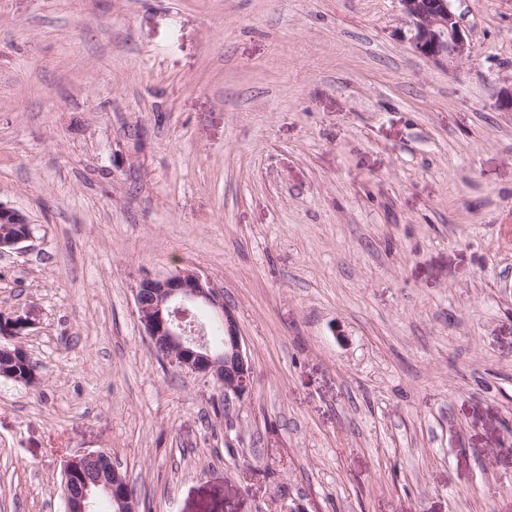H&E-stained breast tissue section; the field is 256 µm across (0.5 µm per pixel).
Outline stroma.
Masks as SVG:
<instances>
[{"label":"stroma","mask_w":512,"mask_h":512,"mask_svg":"<svg viewBox=\"0 0 512 512\" xmlns=\"http://www.w3.org/2000/svg\"><path fill=\"white\" fill-rule=\"evenodd\" d=\"M0 0V512L106 451L137 512H512V0ZM208 275L250 392L159 362L138 280ZM451 2L399 0L410 26V44L419 55L435 61L461 60L469 55L470 45Z\"/></svg>","instance_id":"1"}]
</instances>
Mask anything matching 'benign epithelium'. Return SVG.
I'll return each instance as SVG.
<instances>
[{
    "instance_id": "benign-epithelium-1",
    "label": "benign epithelium",
    "mask_w": 512,
    "mask_h": 512,
    "mask_svg": "<svg viewBox=\"0 0 512 512\" xmlns=\"http://www.w3.org/2000/svg\"><path fill=\"white\" fill-rule=\"evenodd\" d=\"M410 26L409 41L428 59L461 60L470 45L452 9L451 0H399ZM21 211L0 202V224H26ZM143 333L153 347L162 348L163 362L179 370L214 381L224 401L242 398L249 390L251 365L232 311L224 306V293L196 270H180L163 278L142 277L135 289ZM206 307L224 322V346L214 348L188 334L185 321L191 309ZM29 328L27 318L16 315L0 325V334L17 337ZM64 473L73 484L65 512H91L94 491L112 494L118 512H136L132 492L112 459L103 450L68 458Z\"/></svg>"
}]
</instances>
